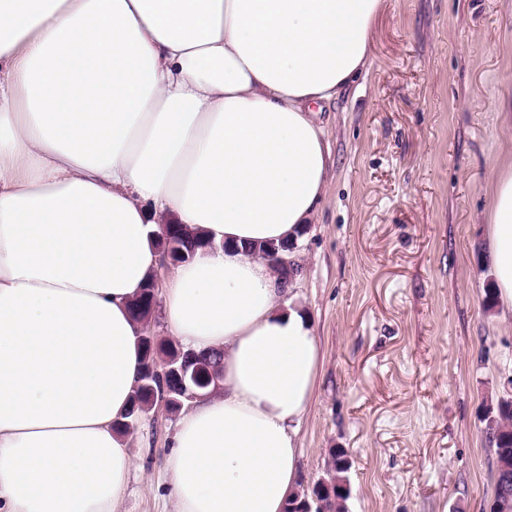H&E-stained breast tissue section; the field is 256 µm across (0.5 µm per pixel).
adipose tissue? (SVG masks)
<instances>
[{
	"instance_id": "ef3b65f1",
	"label": "adipose tissue",
	"mask_w": 512,
	"mask_h": 512,
	"mask_svg": "<svg viewBox=\"0 0 512 512\" xmlns=\"http://www.w3.org/2000/svg\"><path fill=\"white\" fill-rule=\"evenodd\" d=\"M382 0H0V512H121L118 423L142 370L129 309L163 225L210 239L163 289L224 393L184 412L176 512H283L322 365L245 245L296 238L332 169L316 106L366 69ZM488 249L512 321V163Z\"/></svg>"
}]
</instances>
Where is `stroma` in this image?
I'll use <instances>...</instances> for the list:
<instances>
[{
	"label": "stroma",
	"mask_w": 512,
	"mask_h": 512,
	"mask_svg": "<svg viewBox=\"0 0 512 512\" xmlns=\"http://www.w3.org/2000/svg\"><path fill=\"white\" fill-rule=\"evenodd\" d=\"M512 0H384L371 67L323 106L334 167L299 242L292 297L323 352L298 483L351 461L346 512H489L486 408L512 375V324L485 306L486 175L512 158ZM178 413L129 432L126 512H174Z\"/></svg>",
	"instance_id": "35a3bbf8"
}]
</instances>
